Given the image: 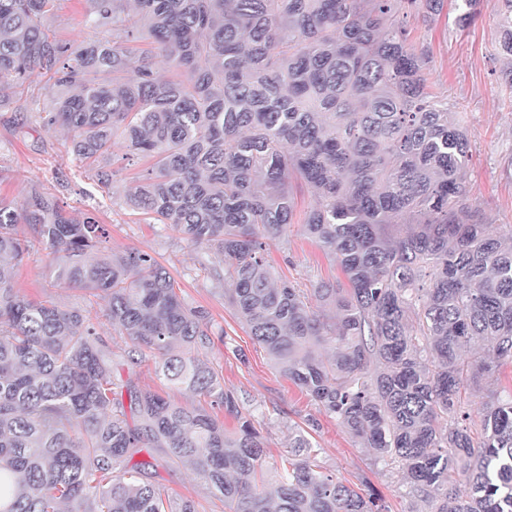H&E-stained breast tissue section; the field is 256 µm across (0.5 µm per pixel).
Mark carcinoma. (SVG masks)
Here are the masks:
<instances>
[{
    "instance_id": "1",
    "label": "carcinoma",
    "mask_w": 512,
    "mask_h": 512,
    "mask_svg": "<svg viewBox=\"0 0 512 512\" xmlns=\"http://www.w3.org/2000/svg\"><path fill=\"white\" fill-rule=\"evenodd\" d=\"M54 2L0 0V106L3 87L37 72L55 88L39 119L67 129L76 160L100 162L121 135L149 163L123 205L215 255L224 297L283 377L398 463L428 512H512L500 379L512 365V229L486 233L464 202L467 131L431 91L429 50L406 25L444 0H88L96 38L77 44L45 26ZM463 2L462 29L480 0ZM500 2L499 49L512 57V0ZM295 183L317 197L306 234L346 279L314 289L315 308L267 259L288 245ZM103 238L49 194L20 209L0 198V512H197L151 482L157 459L136 456L152 449L190 465L224 512H387L324 474L302 434L274 489L259 486L264 438L202 359L224 329L185 304L156 258L108 255ZM37 248L57 285L107 297L129 350L113 351L80 310L20 294L17 268ZM147 351L160 379L204 403L114 383V367Z\"/></svg>"
}]
</instances>
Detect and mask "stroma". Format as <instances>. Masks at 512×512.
Wrapping results in <instances>:
<instances>
[{"label": "stroma", "instance_id": "1", "mask_svg": "<svg viewBox=\"0 0 512 512\" xmlns=\"http://www.w3.org/2000/svg\"><path fill=\"white\" fill-rule=\"evenodd\" d=\"M457 2L445 0L441 14L429 21L409 16L407 26L418 43L429 49L430 80L447 95L450 110L456 112L470 139L466 203L489 222L491 232L498 233L504 225H512V88L502 79L511 63L498 50L499 0H483L479 17L466 29L456 24ZM87 8L86 0H58L44 23L63 41H82L93 35L84 24ZM51 94L48 88L31 96L15 93L0 107V195L20 205L32 189L39 188L73 215L91 214L106 230L108 252L151 254L175 278L186 303L205 309L212 323L223 327L224 337L214 341L208 357L223 375L225 390L249 399L248 409L260 424L267 447L261 474L266 485H275L294 430L306 428L312 418L318 428L310 439L319 450L323 472L376 494L389 512H427L426 504L407 495L397 465L375 459L371 449L362 447L276 371L265 350L251 339L225 302L212 276L208 250L189 245L176 229L146 223L121 206L124 192L141 176L145 161L125 158L123 148H116L108 164L112 182L102 185L96 169L74 159L64 130L48 129L36 121V112ZM270 259L282 278L307 290L343 278L336 262L311 241L300 224L293 225L287 247L271 246ZM16 286L28 298L50 297L81 310L113 349L126 346L127 337L118 335L105 316V298L82 288L54 287L43 262L33 260L21 266ZM131 377L140 387L172 403L194 400L190 392L158 379L153 361L133 369L120 365L112 374L118 384ZM153 482L171 498L194 501L199 512H224L223 502L188 465L160 466Z\"/></svg>", "mask_w": 512, "mask_h": 512}]
</instances>
